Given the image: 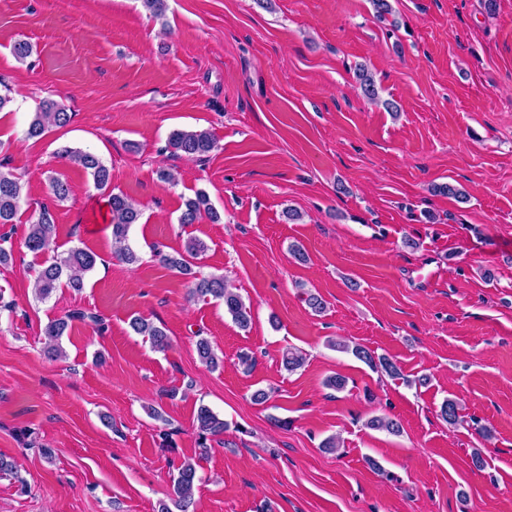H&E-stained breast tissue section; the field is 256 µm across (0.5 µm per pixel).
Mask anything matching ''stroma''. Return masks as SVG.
I'll use <instances>...</instances> for the list:
<instances>
[{
    "mask_svg": "<svg viewBox=\"0 0 512 512\" xmlns=\"http://www.w3.org/2000/svg\"><path fill=\"white\" fill-rule=\"evenodd\" d=\"M391 4L381 23L371 0H167L160 19L141 0H0V78L14 99L0 142L29 200L0 267V295L16 304L0 312V456L28 488L0 474V512H159L187 460L194 512H512V0ZM19 38L34 47L23 62ZM360 65L379 102L361 92ZM42 99L73 120L26 139ZM176 129L210 130L218 146L171 156ZM64 145L101 156L140 204L139 264L113 257L104 196L57 158ZM52 173L70 185L53 210L60 249L101 261L81 291L41 303L30 287L41 260L23 241ZM446 183L467 200L437 193ZM200 190L220 221L180 224ZM191 237L207 245L196 271L227 277L248 329L152 260L151 245L172 253ZM76 308L104 315L106 332L74 324L64 357L48 359L44 326ZM135 316L163 325L166 351L131 331ZM201 336L218 368L200 362ZM336 340L388 357L400 377ZM289 349L306 357L293 372ZM334 374L344 390L326 386ZM259 389L268 402H253ZM447 399L459 424L440 415ZM202 404L229 423L205 453ZM384 416L401 434L369 428ZM24 428L51 458L19 441ZM332 436L340 447L325 451Z\"/></svg>",
    "mask_w": 512,
    "mask_h": 512,
    "instance_id": "1",
    "label": "stroma"
}]
</instances>
